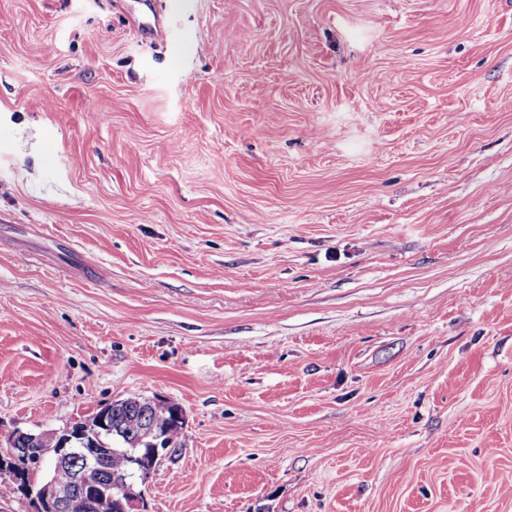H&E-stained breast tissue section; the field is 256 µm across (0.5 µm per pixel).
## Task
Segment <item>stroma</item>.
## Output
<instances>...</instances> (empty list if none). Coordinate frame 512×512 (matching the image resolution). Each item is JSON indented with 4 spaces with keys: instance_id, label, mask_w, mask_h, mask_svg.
<instances>
[{
    "instance_id": "stroma-1",
    "label": "stroma",
    "mask_w": 512,
    "mask_h": 512,
    "mask_svg": "<svg viewBox=\"0 0 512 512\" xmlns=\"http://www.w3.org/2000/svg\"><path fill=\"white\" fill-rule=\"evenodd\" d=\"M133 394L144 512H512V0H0V443Z\"/></svg>"
}]
</instances>
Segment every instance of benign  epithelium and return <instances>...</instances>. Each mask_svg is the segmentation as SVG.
I'll return each instance as SVG.
<instances>
[{"label":"benign epithelium","mask_w":512,"mask_h":512,"mask_svg":"<svg viewBox=\"0 0 512 512\" xmlns=\"http://www.w3.org/2000/svg\"><path fill=\"white\" fill-rule=\"evenodd\" d=\"M111 415L110 403L89 415V419L97 423L98 434L112 433V424L108 423ZM46 437L55 444L41 447ZM162 438L160 429L146 423L141 441L149 446L148 452L130 456L129 475L115 479L107 467L112 447L99 448L97 441H88L84 423H74L43 436L35 435L24 448L20 447V441L25 439V433L17 430L8 437L6 450L0 451V476L9 477L24 493L36 492L35 512H80L114 491L118 492L121 512H142L141 496L134 490L135 483H146L164 460L180 453L172 444L160 443ZM47 469L68 472V480L64 483L54 478L37 481L39 474Z\"/></svg>","instance_id":"benign-epithelium-1"}]
</instances>
